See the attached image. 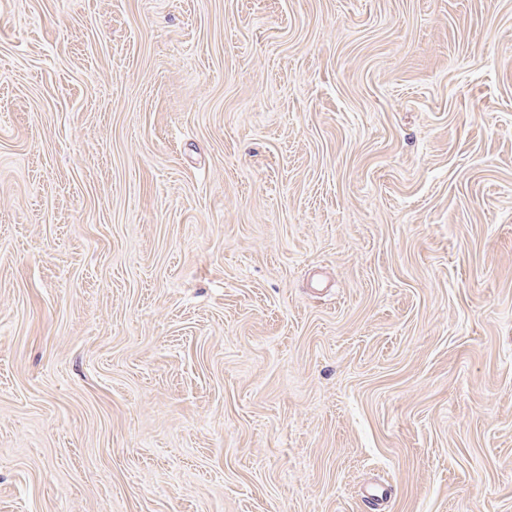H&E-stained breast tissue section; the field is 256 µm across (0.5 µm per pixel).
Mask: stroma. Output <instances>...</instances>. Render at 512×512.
I'll use <instances>...</instances> for the list:
<instances>
[{
  "label": "stroma",
  "mask_w": 512,
  "mask_h": 512,
  "mask_svg": "<svg viewBox=\"0 0 512 512\" xmlns=\"http://www.w3.org/2000/svg\"><path fill=\"white\" fill-rule=\"evenodd\" d=\"M512 512V0H0V512Z\"/></svg>",
  "instance_id": "stroma-1"
}]
</instances>
